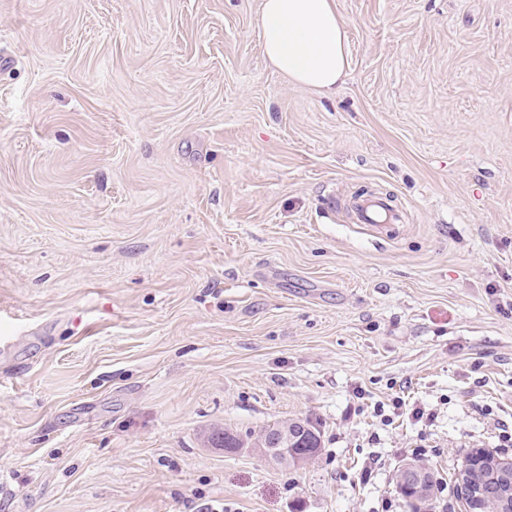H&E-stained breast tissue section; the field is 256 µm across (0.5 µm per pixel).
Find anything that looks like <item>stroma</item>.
Masks as SVG:
<instances>
[{
	"label": "stroma",
	"mask_w": 512,
	"mask_h": 512,
	"mask_svg": "<svg viewBox=\"0 0 512 512\" xmlns=\"http://www.w3.org/2000/svg\"><path fill=\"white\" fill-rule=\"evenodd\" d=\"M260 2L0 0V512H410L413 461L465 512L512 457V0H335L330 95ZM357 208L356 217L360 224L380 227V223L388 222L391 224L398 220V215L388 210L386 203L381 198L362 199L359 201ZM298 420L293 423H285L282 425H274L268 427L266 430L262 432V443L260 447L268 454L269 457L275 458L277 454L280 453L281 448H286L288 445H291L299 436H301L308 428L312 430L314 433L311 435V440L308 442H302V445H292L290 448L288 447L286 453L288 457H283L282 460L288 464V458H290L293 462L292 465H288V467H295L294 460L303 459L305 457L313 458L319 451L321 440L319 431L311 424L309 420H305L300 422ZM304 423L307 425L305 426ZM259 436L255 438V441L252 443L254 448L259 447Z\"/></svg>",
	"instance_id": "35a3bbf8"
}]
</instances>
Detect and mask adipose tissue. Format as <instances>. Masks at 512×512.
I'll use <instances>...</instances> for the list:
<instances>
[{"mask_svg":"<svg viewBox=\"0 0 512 512\" xmlns=\"http://www.w3.org/2000/svg\"><path fill=\"white\" fill-rule=\"evenodd\" d=\"M258 27L266 58L284 78L335 89L348 67V37L334 0H262Z\"/></svg>","mask_w":512,"mask_h":512,"instance_id":"ef3b65f1","label":"adipose tissue"}]
</instances>
